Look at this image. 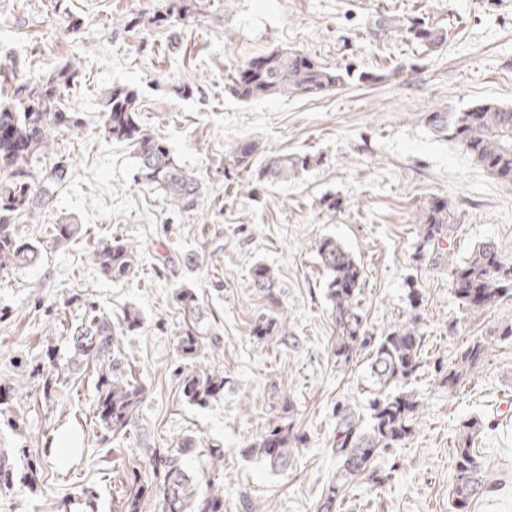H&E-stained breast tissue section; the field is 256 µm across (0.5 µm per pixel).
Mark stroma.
Returning a JSON list of instances; mask_svg holds the SVG:
<instances>
[{
  "label": "stroma",
  "instance_id": "obj_1",
  "mask_svg": "<svg viewBox=\"0 0 512 512\" xmlns=\"http://www.w3.org/2000/svg\"><path fill=\"white\" fill-rule=\"evenodd\" d=\"M161 4L0 0V63L34 78L81 59L65 101L88 126L81 138L56 135L47 162L68 165L70 181L19 226L38 243L39 262L0 270V387L14 391L0 408V455L16 474L0 488V512H123L120 483L142 468L143 444L168 447L187 434L224 446L228 512H241L245 494L259 512H317L336 471L332 409L345 401L366 410L375 390L368 352L346 365L333 354L336 329L315 248L326 237L363 263L362 303L374 333L409 314L414 287L430 363L448 360L473 336L488 346L483 365L455 391L434 377L422 382L415 435L376 461L390 480L379 488L359 481L342 512H451L452 451L460 425L475 416L486 425L474 449L501 486L470 512H512V339L498 334L512 322V300L466 310L449 263L413 258L416 228L441 197L460 226L451 260L491 240L512 263V187L426 123L436 110L512 106V0H211L205 13L174 28L112 23L118 15L149 16ZM68 14L79 28L64 23ZM417 20L447 29L446 41H411L406 29ZM281 49L350 67L351 77L324 94L238 100L230 74ZM187 81L193 90L185 95ZM115 85L139 89L148 130L201 180L198 212L173 211L162 190L138 180L132 148L101 134L100 103ZM241 138L273 153L309 154L312 163L292 180L240 193L225 148ZM332 196L340 210L326 209ZM64 217L83 224L87 237L57 240L54 226ZM114 239L140 248L126 281L102 278L87 256L97 241ZM188 254L196 263H184ZM257 262L276 273L288 346L259 344L251 333L265 306L248 286ZM179 287L195 290L202 321L177 303ZM90 302L111 315L113 344L146 390L139 426L124 440L104 438L96 422L93 371L67 366L70 343L58 323H77ZM129 309L141 317L131 332L122 325ZM194 324L203 342L197 367L223 368L231 381L221 400L203 408L185 401L174 373L178 338ZM51 361L62 374L47 392ZM277 397L292 401L304 435L282 471L240 456ZM65 430L80 444L63 463L54 447Z\"/></svg>",
  "mask_w": 512,
  "mask_h": 512
}]
</instances>
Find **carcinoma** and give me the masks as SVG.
<instances>
[{
    "label": "carcinoma",
    "instance_id": "cac0c4a2",
    "mask_svg": "<svg viewBox=\"0 0 512 512\" xmlns=\"http://www.w3.org/2000/svg\"><path fill=\"white\" fill-rule=\"evenodd\" d=\"M207 0H163L160 9L146 19H131L122 25L173 27L189 22L201 13ZM420 43L436 46L447 39L444 29L418 25L410 30ZM80 74L79 63L68 61L37 78L18 80L11 85L12 104H0V270L22 268L38 262L37 246L19 235L18 226L47 207L71 177L69 167L43 166L51 143V131L64 127L75 136L86 130L81 113L62 103V93ZM349 69L329 67L315 57L297 51H271L247 61L230 75L235 97L250 101L264 96L322 94L342 84ZM144 101L133 86H114L103 102L101 127L104 135L133 148L141 181L164 192L165 199L179 212L199 210L203 185L185 167L164 141L142 123ZM435 132L455 141L478 166L500 183L512 186V107L494 102L476 105L462 112L437 110L426 117ZM225 155L233 169L246 176L239 187L253 191L250 180L287 181L309 164V157L267 153L259 143L243 139L227 147ZM451 223L448 201L432 200L421 224L417 225L414 258L440 264L445 258L444 243L457 231ZM58 239L64 242L86 236L81 224L65 221L57 225ZM323 288L331 305L336 328L333 353L336 361L350 362L358 352L372 349L371 373L379 391L368 407V419L351 407L336 409V429L330 451L336 457V474L321 494L319 512H338L350 485L366 479L376 486L388 480L374 468L376 457L394 448L405 447L415 432L422 399L417 393L426 367L424 341L411 300L408 317L376 336L367 325L362 297L366 272L343 245L331 237L316 244ZM138 248L123 240L99 242L91 260L99 274L112 282L124 281L134 272ZM451 278L455 295L468 310L484 311L512 299V264L504 261L495 243L487 240L469 254L452 262ZM272 268L264 263L252 267L249 287L259 291L268 304L252 326L258 340L288 346L286 318L276 293ZM176 301L196 317L203 312L196 292L176 290ZM112 317L90 305L77 325L70 326L72 367L92 369L96 376V419L105 436L124 438L137 428L145 401L144 387L133 377L121 353L112 350ZM202 350L200 338L187 329L179 337L178 352L194 359ZM488 347L477 337L461 345L448 365H438V380L454 390L464 377L482 366ZM181 393L193 405L205 406L224 396L228 384L219 368L187 371L176 368ZM276 414L255 441L240 455L264 463L272 470L292 465L301 447L302 436L295 431L284 400L274 407ZM483 429L479 418H471L459 430L452 453L454 483L452 512H468V506L497 487L493 474L476 455L473 445ZM203 457L205 486L185 467L194 457ZM225 450L218 445L201 454L200 441L192 435L181 438L172 448L151 444L143 450L149 479L136 483L124 501V512H225L224 485L216 476L224 472Z\"/></svg>",
    "mask_w": 512,
    "mask_h": 512
}]
</instances>
